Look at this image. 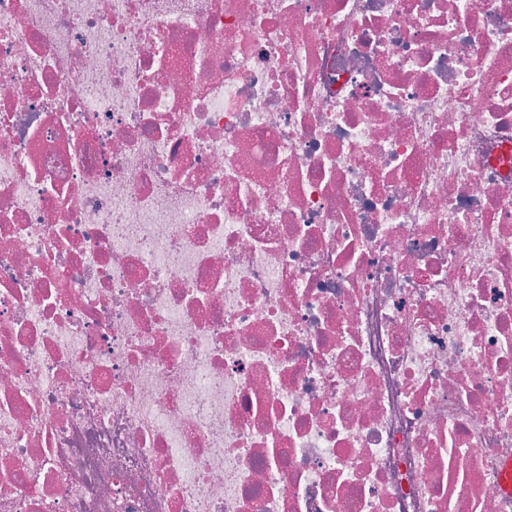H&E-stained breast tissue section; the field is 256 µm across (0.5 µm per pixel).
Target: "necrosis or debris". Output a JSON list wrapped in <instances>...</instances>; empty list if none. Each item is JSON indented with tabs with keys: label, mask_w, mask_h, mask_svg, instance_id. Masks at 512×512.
<instances>
[{
	"label": "necrosis or debris",
	"mask_w": 512,
	"mask_h": 512,
	"mask_svg": "<svg viewBox=\"0 0 512 512\" xmlns=\"http://www.w3.org/2000/svg\"><path fill=\"white\" fill-rule=\"evenodd\" d=\"M512 0H0V512H512Z\"/></svg>",
	"instance_id": "1"
}]
</instances>
